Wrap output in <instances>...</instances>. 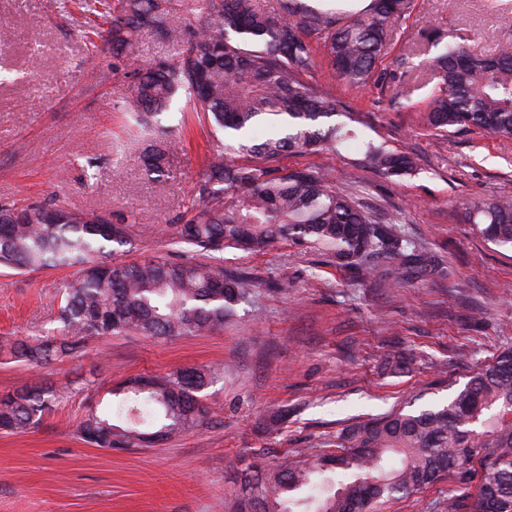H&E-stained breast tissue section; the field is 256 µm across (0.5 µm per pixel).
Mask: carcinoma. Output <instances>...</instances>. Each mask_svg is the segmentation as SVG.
Returning a JSON list of instances; mask_svg holds the SVG:
<instances>
[{
    "instance_id": "1",
    "label": "carcinoma",
    "mask_w": 512,
    "mask_h": 512,
    "mask_svg": "<svg viewBox=\"0 0 512 512\" xmlns=\"http://www.w3.org/2000/svg\"><path fill=\"white\" fill-rule=\"evenodd\" d=\"M86 19L109 26L105 41L120 55L135 35L158 29L171 37L188 31L179 59L134 73L123 105L140 136L173 131L155 118L180 92L193 111L224 133L204 179L195 187L174 244L206 256L226 248L261 252L279 242L322 249L345 268L371 270L382 257L426 270L433 255L418 252L395 224L370 220L352 198L336 193L316 167L281 168L286 155L318 152L350 136L329 86L314 80L326 47L332 76L363 86L386 53L393 22L411 0H282L272 16L258 0H75ZM422 119L440 132L478 128L512 139V43L485 52L446 44L436 55ZM270 126L262 142L250 133ZM365 157L376 172L402 177L415 171L413 153L369 142ZM0 268L29 272L80 267L62 286L53 338L6 339L0 355L46 364L91 338L137 333L157 338L224 330L247 293L249 276L226 273L193 257L179 263L146 259L125 263L127 225L94 212L53 204L0 205ZM464 222L494 245L512 249V199L476 203ZM218 371L175 370L134 378L110 391L76 425L97 448H135L200 423V393ZM56 389L26 385L0 397V431L37 427L53 411ZM448 479L454 488L431 508L442 512H512V348L474 373L445 405L419 413L402 410L342 430L334 449L291 457L273 470L245 475L238 512H378L399 499Z\"/></svg>"
}]
</instances>
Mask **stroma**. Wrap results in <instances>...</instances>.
<instances>
[{"label":"stroma","mask_w":512,"mask_h":512,"mask_svg":"<svg viewBox=\"0 0 512 512\" xmlns=\"http://www.w3.org/2000/svg\"><path fill=\"white\" fill-rule=\"evenodd\" d=\"M1 24L14 39L0 50V205L53 202L115 221L130 215L123 261H181L165 231L204 178L213 129L177 96L161 122L182 124L183 133L157 178L145 169V144L120 99L134 71L176 61L181 42L149 29L133 52L104 55L89 44L78 9L55 0H0ZM434 31L492 50L512 40V0H412L376 79L356 90L335 83L338 106L359 113L360 140L282 164L326 170L337 192L373 220L401 227L450 277L407 272L382 258L365 275L288 242L254 254L228 249L225 271L251 279L223 331L94 339L39 366L0 356V395L41 381L61 391L38 427L0 433V512H235L243 471L273 468L295 451L330 450L348 425L447 403L512 347V250L461 220L472 202L512 197V140L423 125ZM404 56L412 70L399 68ZM365 140L413 152L415 173H375L363 160ZM84 156L100 163L93 178L82 171ZM77 277L74 267L1 269L0 336L52 333L59 288ZM395 352L412 358L409 372L385 368ZM202 366L223 374L207 391L198 427L143 448H95L75 435L87 407L117 383Z\"/></svg>","instance_id":"stroma-1"}]
</instances>
